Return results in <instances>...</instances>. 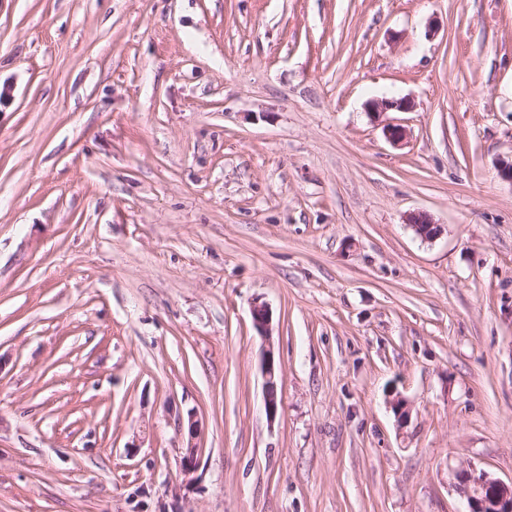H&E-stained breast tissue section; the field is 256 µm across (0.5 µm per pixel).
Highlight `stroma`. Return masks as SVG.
I'll return each instance as SVG.
<instances>
[{"mask_svg": "<svg viewBox=\"0 0 512 512\" xmlns=\"http://www.w3.org/2000/svg\"><path fill=\"white\" fill-rule=\"evenodd\" d=\"M510 159L512 0H0V512L511 483ZM261 369L265 378V410L267 415L272 418L276 416L278 408L276 405V396H272L270 394V390L277 386L278 366L275 360L274 351L270 347L263 353Z\"/></svg>", "mask_w": 512, "mask_h": 512, "instance_id": "obj_1", "label": "stroma"}]
</instances>
